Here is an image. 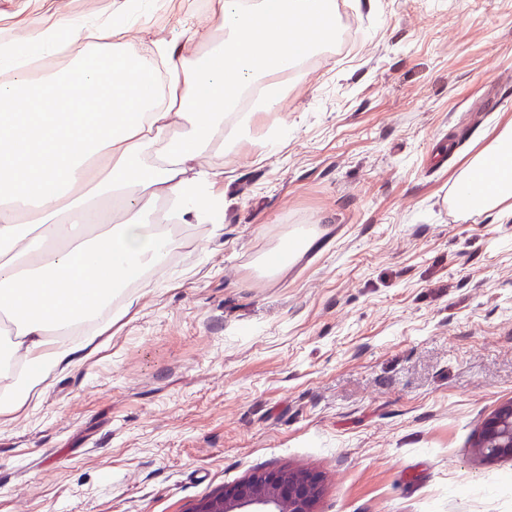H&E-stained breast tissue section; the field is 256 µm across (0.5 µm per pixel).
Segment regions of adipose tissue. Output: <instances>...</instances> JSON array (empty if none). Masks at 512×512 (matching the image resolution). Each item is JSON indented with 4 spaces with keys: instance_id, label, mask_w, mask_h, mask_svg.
<instances>
[{
    "instance_id": "obj_1",
    "label": "adipose tissue",
    "mask_w": 512,
    "mask_h": 512,
    "mask_svg": "<svg viewBox=\"0 0 512 512\" xmlns=\"http://www.w3.org/2000/svg\"><path fill=\"white\" fill-rule=\"evenodd\" d=\"M332 0H209L219 41L197 62V35L180 23L150 55L128 39V0L111 15L55 8L52 27L25 20L29 37L0 43V365L22 360L4 395L10 417L55 372L95 349L51 329L98 314L112 290L171 249L156 229L172 215L219 224L223 172L206 164L247 139L283 92L246 101L271 78L298 70L336 36ZM64 48L67 67L35 79L31 60ZM487 174L473 182L475 171ZM454 189L472 212L512 219V124L460 169Z\"/></svg>"
}]
</instances>
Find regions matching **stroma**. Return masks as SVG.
Listing matches in <instances>:
<instances>
[{"instance_id": "obj_1", "label": "stroma", "mask_w": 512, "mask_h": 512, "mask_svg": "<svg viewBox=\"0 0 512 512\" xmlns=\"http://www.w3.org/2000/svg\"><path fill=\"white\" fill-rule=\"evenodd\" d=\"M335 3L254 143L209 157L223 223L164 220L162 274L0 419V512H193L277 469L318 476L316 512H512V458L476 447L512 400V221L448 203L512 123V0ZM144 10L141 49L179 17L210 49L208 0ZM31 14L0 0V40ZM289 235L316 242L265 273Z\"/></svg>"}]
</instances>
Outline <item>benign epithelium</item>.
I'll list each match as a JSON object with an SVG mask.
<instances>
[{
    "mask_svg": "<svg viewBox=\"0 0 512 512\" xmlns=\"http://www.w3.org/2000/svg\"><path fill=\"white\" fill-rule=\"evenodd\" d=\"M490 458L512 457V401L490 416L478 442ZM318 479L304 471L253 473L210 498L195 512H316Z\"/></svg>",
    "mask_w": 512,
    "mask_h": 512,
    "instance_id": "obj_1",
    "label": "benign epithelium"
}]
</instances>
